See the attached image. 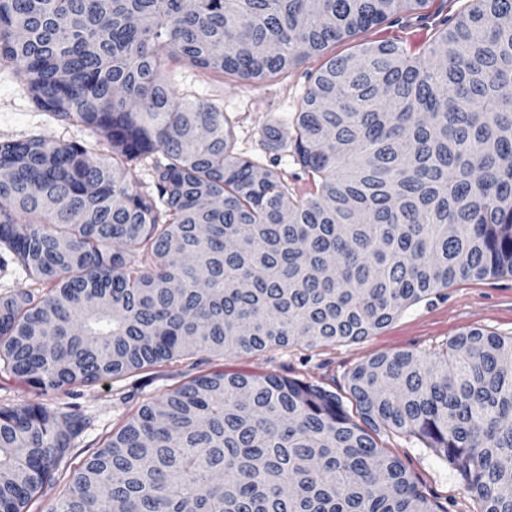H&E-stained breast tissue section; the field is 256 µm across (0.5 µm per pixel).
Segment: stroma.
<instances>
[{
    "mask_svg": "<svg viewBox=\"0 0 512 512\" xmlns=\"http://www.w3.org/2000/svg\"><path fill=\"white\" fill-rule=\"evenodd\" d=\"M390 30L382 25L330 46L326 53L307 58L274 80L238 82L198 69L180 60L170 62L164 79L177 97L212 103L234 123L242 156L276 168L297 195L314 191L311 176L293 152H272L264 144L262 130L271 123L292 128L313 76L327 58L356 51L358 44L383 39ZM41 136L50 141L91 140L89 130L68 125L38 110L14 67H0V140ZM470 330L512 336V278L455 281L429 299L401 310L384 328L362 340L307 348L291 345L242 356L223 358L200 354L155 366L126 378L103 380L80 389L79 396L56 390L44 392L19 381L0 367V407L40 402L52 407L80 404L89 424L77 441L72 456L83 460L101 448L124 417L152 396L217 369L255 375L276 374L325 385L346 394L350 372L380 353L409 352L426 356L444 347L453 337ZM381 444L414 476L420 489L446 503L449 512H475L477 503L458 474L415 438L385 435Z\"/></svg>",
    "mask_w": 512,
    "mask_h": 512,
    "instance_id": "35a3bbf8",
    "label": "stroma"
}]
</instances>
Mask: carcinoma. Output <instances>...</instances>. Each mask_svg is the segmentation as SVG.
<instances>
[{
    "label": "carcinoma",
    "mask_w": 512,
    "mask_h": 512,
    "mask_svg": "<svg viewBox=\"0 0 512 512\" xmlns=\"http://www.w3.org/2000/svg\"><path fill=\"white\" fill-rule=\"evenodd\" d=\"M427 0H0V64L35 107L97 145L0 140V252L50 286L0 296V363L43 391L200 352L360 340L458 279L512 276V0H467L411 53L329 58L291 148L315 192L242 157L215 105L175 98L167 59L277 78ZM153 162L151 191L129 181ZM512 336L462 333L378 354L348 380L222 370L153 396L75 464L87 426L0 408V512H448L382 434L446 460L479 512H512Z\"/></svg>",
    "instance_id": "obj_1"
}]
</instances>
